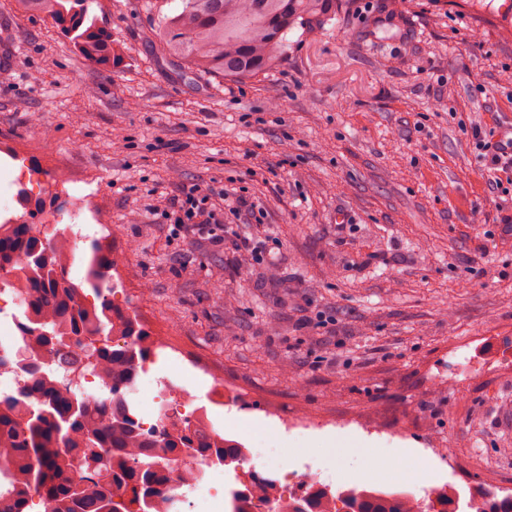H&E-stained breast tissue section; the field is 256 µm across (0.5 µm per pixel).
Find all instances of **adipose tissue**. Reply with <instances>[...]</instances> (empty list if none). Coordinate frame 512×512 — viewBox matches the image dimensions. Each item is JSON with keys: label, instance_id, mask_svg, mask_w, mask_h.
<instances>
[{"label": "adipose tissue", "instance_id": "obj_1", "mask_svg": "<svg viewBox=\"0 0 512 512\" xmlns=\"http://www.w3.org/2000/svg\"><path fill=\"white\" fill-rule=\"evenodd\" d=\"M329 456L336 464H344L350 457L358 458L360 467L355 476L359 479L384 474L405 481L424 480L429 473L428 463L414 455L410 450L403 449L394 454H384L377 449L368 447L366 443L345 435L331 441H315L305 450H290L287 456L289 465H296L299 455Z\"/></svg>", "mask_w": 512, "mask_h": 512}]
</instances>
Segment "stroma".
Wrapping results in <instances>:
<instances>
[{"label":"stroma","mask_w":512,"mask_h":512,"mask_svg":"<svg viewBox=\"0 0 512 512\" xmlns=\"http://www.w3.org/2000/svg\"><path fill=\"white\" fill-rule=\"evenodd\" d=\"M83 9L111 65L0 0V142L35 175L30 223L70 206L53 169L87 177L123 271L112 301L182 349L139 374L138 412L155 419L161 376L200 397L224 384L205 422L261 475L287 440L351 432L429 458L431 481H351L328 457L300 472L335 493L512 495V238L463 128L512 123V0H336L274 69L224 80L165 55L142 0ZM273 110L281 124H257ZM191 185L246 191L267 221L236 226L240 248L170 239L146 205ZM273 405L317 425L285 430ZM448 441L452 461L432 452Z\"/></svg>","instance_id":"1"}]
</instances>
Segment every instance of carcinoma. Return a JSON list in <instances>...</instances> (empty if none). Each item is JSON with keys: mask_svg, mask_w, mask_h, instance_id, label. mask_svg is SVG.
Instances as JSON below:
<instances>
[{"mask_svg": "<svg viewBox=\"0 0 512 512\" xmlns=\"http://www.w3.org/2000/svg\"><path fill=\"white\" fill-rule=\"evenodd\" d=\"M82 0H25L34 14H45L72 33L80 53L112 63L105 34L80 12ZM144 0L164 33V50L187 68L217 76L251 78L270 70L288 47V33L317 13L336 17V0ZM66 229L51 237L29 225L0 224V291L22 280L16 318L23 339L21 367L27 384L0 397V512H25L32 496L43 512H114L117 501L142 505L144 512H173L181 490L200 476L199 457L238 471L244 448L224 443L198 420L175 422L161 411L145 432L128 394L139 372L156 357L153 337L108 298L112 252L91 243L86 272L76 283L59 262L58 244ZM120 331L127 344L112 346ZM65 348L82 353L102 387L98 397L81 392L78 376L60 379L55 356ZM90 485L76 488V470ZM251 487L236 476L237 499L246 491L267 498L277 492L272 478L252 474ZM305 512H421L408 493H306Z\"/></svg>", "mask_w": 512, "mask_h": 512, "instance_id": "1", "label": "carcinoma"}]
</instances>
